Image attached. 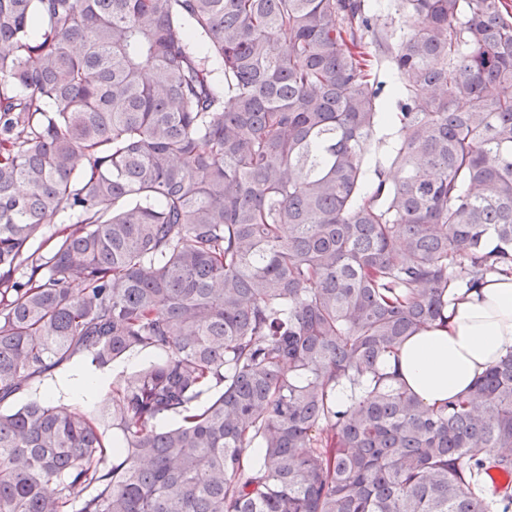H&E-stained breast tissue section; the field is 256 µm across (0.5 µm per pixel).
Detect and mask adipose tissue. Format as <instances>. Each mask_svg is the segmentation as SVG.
<instances>
[{"label": "adipose tissue", "mask_w": 512, "mask_h": 512, "mask_svg": "<svg viewBox=\"0 0 512 512\" xmlns=\"http://www.w3.org/2000/svg\"><path fill=\"white\" fill-rule=\"evenodd\" d=\"M512 349V276L493 275L460 290L448 321L416 333L388 360L428 405L467 391L474 379Z\"/></svg>", "instance_id": "obj_1"}]
</instances>
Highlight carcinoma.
I'll return each mask as SVG.
<instances>
[{
	"instance_id": "cac0c4a2",
	"label": "carcinoma",
	"mask_w": 512,
	"mask_h": 512,
	"mask_svg": "<svg viewBox=\"0 0 512 512\" xmlns=\"http://www.w3.org/2000/svg\"><path fill=\"white\" fill-rule=\"evenodd\" d=\"M395 5L0 0V402L154 353L0 410V512H512V351L441 406L383 365L512 275V12ZM148 358L149 353L147 352H133L110 367L102 370L96 369L82 361L68 364L55 372V383L60 382L62 384L57 385L56 390L49 398L56 404H61L71 409H88L112 396V389L118 386L120 380L124 376L139 370ZM75 373L97 378V393L92 380L87 377H80L74 381L73 388L79 397L85 399L78 398L67 385H65V381L74 377ZM94 395L95 397L92 398ZM89 398L92 399L86 400Z\"/></svg>"
}]
</instances>
